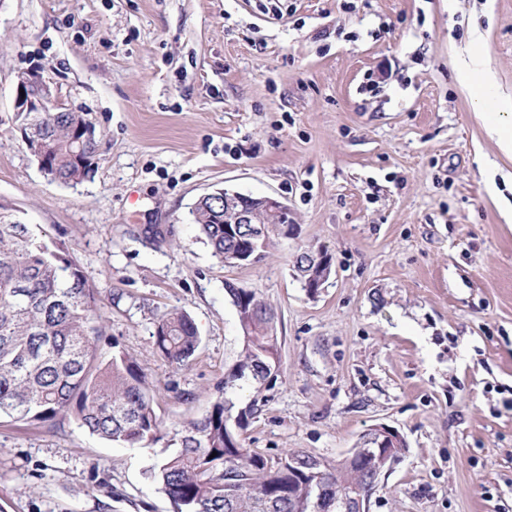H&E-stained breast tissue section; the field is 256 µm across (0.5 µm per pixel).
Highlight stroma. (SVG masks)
<instances>
[{
    "label": "stroma",
    "mask_w": 512,
    "mask_h": 512,
    "mask_svg": "<svg viewBox=\"0 0 512 512\" xmlns=\"http://www.w3.org/2000/svg\"><path fill=\"white\" fill-rule=\"evenodd\" d=\"M479 54L495 85L463 77ZM92 123L95 170L48 179L22 148L19 75ZM512 0H0V219L63 246L154 390L168 438L223 398L240 347L224 284L278 314L281 375L240 438L332 464L385 424L406 442L368 512H512ZM275 196L295 230L262 263L213 256L190 211ZM332 271L308 292L298 254ZM179 309L191 361L153 347ZM130 448L0 419V512H172ZM489 127L499 136L504 149L512 152V119L509 112H487ZM156 351L170 363L185 365L200 343L198 329L192 318L178 310L163 315L153 333Z\"/></svg>",
    "instance_id": "stroma-1"
}]
</instances>
